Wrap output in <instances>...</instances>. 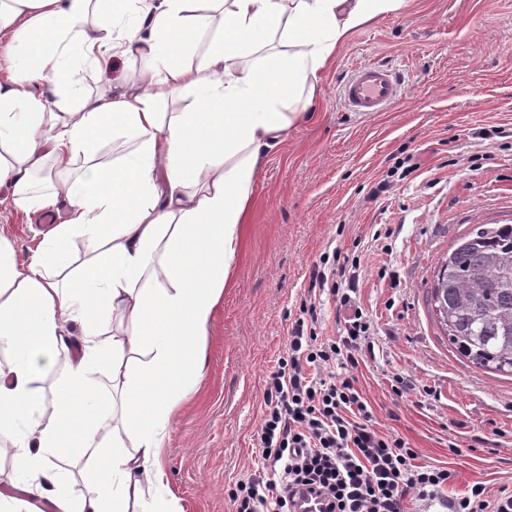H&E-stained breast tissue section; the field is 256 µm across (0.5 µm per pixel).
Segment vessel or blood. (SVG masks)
I'll return each mask as SVG.
<instances>
[{"label": "vessel or blood", "instance_id": "b4317fda", "mask_svg": "<svg viewBox=\"0 0 512 512\" xmlns=\"http://www.w3.org/2000/svg\"><path fill=\"white\" fill-rule=\"evenodd\" d=\"M401 94V80L395 72L384 66L366 64L354 70L342 90V99L351 111L367 116L384 111Z\"/></svg>", "mask_w": 512, "mask_h": 512}]
</instances>
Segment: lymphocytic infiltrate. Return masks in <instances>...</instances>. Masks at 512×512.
<instances>
[{"label":"lymphocytic infiltrate","mask_w":512,"mask_h":512,"mask_svg":"<svg viewBox=\"0 0 512 512\" xmlns=\"http://www.w3.org/2000/svg\"><path fill=\"white\" fill-rule=\"evenodd\" d=\"M296 321L288 355L266 379L261 425L262 476L241 486L235 512H297L295 495L310 492L326 512H512V487L486 495L447 494L452 474L420 462L403 438L378 431L374 411L353 374L371 326L361 313L344 321L338 338L305 333ZM341 365L344 377L333 367Z\"/></svg>","instance_id":"f902f5d3"}]
</instances>
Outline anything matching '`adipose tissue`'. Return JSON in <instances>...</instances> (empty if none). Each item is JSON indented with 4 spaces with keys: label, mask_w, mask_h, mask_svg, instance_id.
<instances>
[{
    "label": "adipose tissue",
    "mask_w": 512,
    "mask_h": 512,
    "mask_svg": "<svg viewBox=\"0 0 512 512\" xmlns=\"http://www.w3.org/2000/svg\"><path fill=\"white\" fill-rule=\"evenodd\" d=\"M404 4L0 0V35L13 39L0 58V188L27 211L69 203L26 259L0 234V346L13 353L0 363V435L18 488L53 512H183L160 460L198 391L266 155L308 119L351 32ZM209 30L198 61L182 63ZM113 56L137 62L141 83L81 93L75 64ZM168 101L184 107L166 119ZM109 137L131 145L102 163L94 147ZM63 352L67 373L45 400ZM70 453L96 462L77 499L59 465Z\"/></svg>",
    "instance_id": "obj_1"
}]
</instances>
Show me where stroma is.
Here are the masks:
<instances>
[{"instance_id": "35a3bbf8", "label": "stroma", "mask_w": 512, "mask_h": 512, "mask_svg": "<svg viewBox=\"0 0 512 512\" xmlns=\"http://www.w3.org/2000/svg\"><path fill=\"white\" fill-rule=\"evenodd\" d=\"M370 63L405 85L364 116L341 91ZM75 79L99 93L140 73L116 59ZM411 160L419 171L397 177ZM67 209L31 223L0 206V231L23 258ZM479 224H512V0H407L352 32L316 88L312 118L267 155L198 394L169 427L163 464L184 512H233L256 470L263 379L287 351L313 266L334 252L360 265L351 305L370 321L374 350L356 375L377 429L448 467L449 495L512 482V377L461 363L426 302L441 262ZM397 377L409 389L394 392Z\"/></svg>"}]
</instances>
